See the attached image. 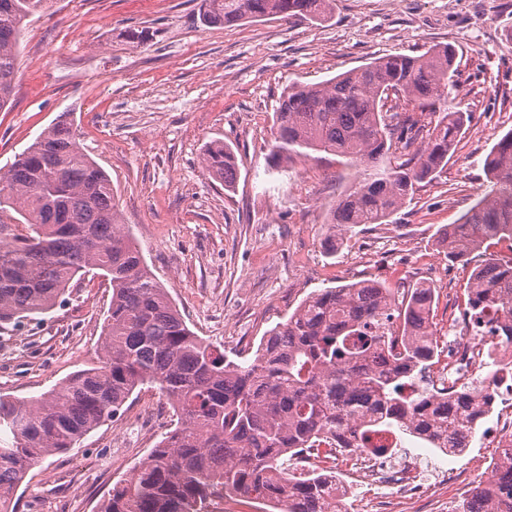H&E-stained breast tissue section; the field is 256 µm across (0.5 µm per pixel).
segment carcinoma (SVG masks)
I'll use <instances>...</instances> for the list:
<instances>
[{"label": "carcinoma", "mask_w": 512, "mask_h": 512, "mask_svg": "<svg viewBox=\"0 0 512 512\" xmlns=\"http://www.w3.org/2000/svg\"><path fill=\"white\" fill-rule=\"evenodd\" d=\"M49 0H0V110L14 89L26 22ZM335 0H202L201 20L332 16ZM454 54L447 46L391 55L325 81L294 86L274 112L278 167L310 151L363 163L366 174L328 213L336 229L385 223L426 179L440 175L466 121L451 104ZM68 115L0 168V324L50 312L71 281L98 271L112 287L98 364L27 400L0 395V512H16L28 471L73 447L112 419L138 387L155 384L177 425L97 512H208L219 491L258 512H348L335 483L284 472V456L308 449L328 460L340 448L360 454L403 433L443 448L440 436L475 433L484 411L466 390L414 396L406 389L431 368L437 350L434 289L360 282L326 288L266 332L253 357L227 359L189 329L166 288L121 224L112 180L85 154ZM233 153L210 143L203 163L231 186ZM485 189L443 229L448 255L461 258L490 240L512 242V131L484 160ZM25 225L18 233L15 225ZM467 305L501 315L512 339V260L489 258L472 274ZM463 512H512V495L481 484Z\"/></svg>", "instance_id": "cac0c4a2"}]
</instances>
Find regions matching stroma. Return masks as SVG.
<instances>
[{"mask_svg": "<svg viewBox=\"0 0 512 512\" xmlns=\"http://www.w3.org/2000/svg\"><path fill=\"white\" fill-rule=\"evenodd\" d=\"M201 0H54L21 41L8 109L0 111V167L10 165L62 113L86 153L109 174L121 222L140 245L189 328L229 357H249L308 296L362 280L435 290L439 349L460 322L474 269L507 243L452 259L438 230L481 195L484 160L512 131V0H336L331 19L248 20L208 27ZM146 30L144 44L129 31ZM456 51V100L471 120L441 177L421 183L390 223L344 233L328 250V210L361 167L336 156L274 169V112L284 91L318 83L387 55ZM234 152L238 178L224 187L205 169L214 140ZM112 290L88 274L48 314L0 326V395L29 398L95 363ZM156 388L135 391L112 421L34 466L17 512H96L173 429ZM485 417L469 448L439 449L414 465L432 491L418 500L368 484V457L337 454L348 512H444L487 480L498 451Z\"/></svg>", "mask_w": 512, "mask_h": 512, "instance_id": "obj_1", "label": "stroma"}]
</instances>
